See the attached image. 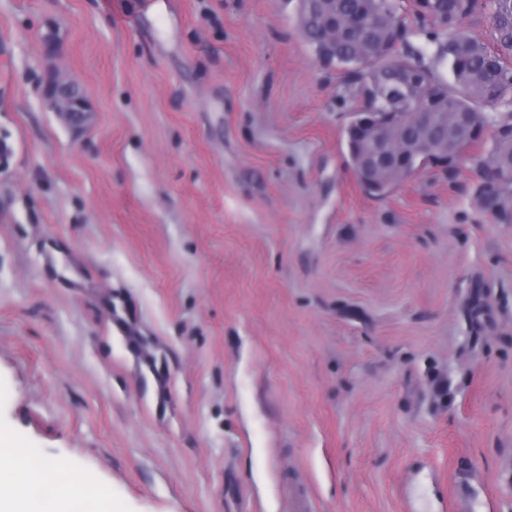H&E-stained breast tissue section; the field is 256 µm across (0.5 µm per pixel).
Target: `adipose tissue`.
<instances>
[{"label": "adipose tissue", "mask_w": 512, "mask_h": 512, "mask_svg": "<svg viewBox=\"0 0 512 512\" xmlns=\"http://www.w3.org/2000/svg\"><path fill=\"white\" fill-rule=\"evenodd\" d=\"M23 452L0 436V512H113L107 485H85L61 463L25 468Z\"/></svg>", "instance_id": "ef3b65f1"}]
</instances>
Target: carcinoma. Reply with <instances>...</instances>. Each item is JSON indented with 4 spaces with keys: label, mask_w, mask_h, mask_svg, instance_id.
I'll return each mask as SVG.
<instances>
[{
    "label": "carcinoma",
    "mask_w": 512,
    "mask_h": 512,
    "mask_svg": "<svg viewBox=\"0 0 512 512\" xmlns=\"http://www.w3.org/2000/svg\"><path fill=\"white\" fill-rule=\"evenodd\" d=\"M490 7L494 34L493 46H488L468 33L464 20L477 8ZM359 8V0H331L328 10L336 16V54L326 60L327 45L318 40L325 19L307 15L299 20L300 32L315 55L342 71L355 85V92L364 102L363 112H388L390 105L383 90L388 80L397 73L415 68L422 71L428 85L442 96V112L448 114V127L456 124L457 117L467 114L485 119L490 131L486 156L491 159L497 176L483 174L479 177L476 196H481L487 185L498 188L504 198L501 209L492 213L500 224H512V0H446L426 13H415L418 20L431 19L441 27L444 40L430 50L426 44L418 49L406 50L403 45H390L382 52L359 58V41L345 33L346 18ZM413 105L404 108L406 124L401 139L406 146L413 166L425 164L430 169L428 151L422 146V137L411 123ZM369 134L352 118L346 129V144L351 166L358 165L362 155L370 149ZM397 177L392 171L378 180L363 184L367 193L381 197L395 188ZM489 304L479 290L472 292L468 313L472 324L482 325L488 315Z\"/></svg>",
    "instance_id": "cac0c4a2"
}]
</instances>
